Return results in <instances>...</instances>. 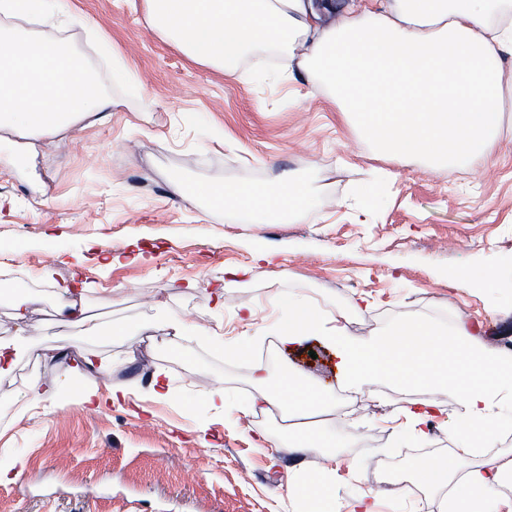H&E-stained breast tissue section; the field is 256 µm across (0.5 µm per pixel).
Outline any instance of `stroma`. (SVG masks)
Listing matches in <instances>:
<instances>
[{
  "mask_svg": "<svg viewBox=\"0 0 512 512\" xmlns=\"http://www.w3.org/2000/svg\"><path fill=\"white\" fill-rule=\"evenodd\" d=\"M70 23L1 20L0 28L67 40L95 66L108 42L135 97L61 134L60 145L0 135V339L27 344L0 379V512H299L288 473L330 468L344 503L375 512H447V491L414 496L373 478L412 456L458 468L457 396L379 384L346 391L319 337L285 345L281 300L344 317L363 339L417 320L473 329L488 349L512 345V93L494 164L397 160L365 139L322 86L286 75L274 53L249 52L244 80L189 57L147 24L146 0H65ZM290 172L310 198L287 223L257 224L175 183L261 186ZM120 263L106 267V254ZM85 286L91 337L60 322L64 288ZM32 299L24 323L14 308ZM185 336L173 338L170 317ZM150 324L145 336L138 324ZM251 337L242 360L229 349ZM52 352L45 360L44 352ZM110 363L124 398L55 409L31 400L47 379L70 385L74 359ZM270 384L301 374L332 400L319 423L344 446L332 457L288 450L276 408L252 409ZM169 384L150 394L154 374ZM226 397L210 408L211 394ZM435 402L423 433L405 408Z\"/></svg>",
  "mask_w": 512,
  "mask_h": 512,
  "instance_id": "stroma-1",
  "label": "stroma"
}]
</instances>
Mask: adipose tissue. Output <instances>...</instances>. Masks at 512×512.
<instances>
[{"mask_svg":"<svg viewBox=\"0 0 512 512\" xmlns=\"http://www.w3.org/2000/svg\"><path fill=\"white\" fill-rule=\"evenodd\" d=\"M148 23L195 60L240 79L250 51H279L284 72L325 83L362 135L395 157L423 156L434 163L491 158L503 127L504 57H512V0H147ZM185 198L206 197L213 213L251 212L256 223H286L304 204L290 179L261 187L179 183ZM277 329L283 343L317 335L336 352L341 381L359 391L374 384L420 390L452 388L459 402L457 455L467 461L497 426L496 411L512 407V355L484 348L463 328L454 338L413 321L363 340L348 336L339 320H321L294 298H284ZM262 386L260 400L297 415L322 413L328 401L289 375L278 388ZM512 475L502 455L463 471L442 462L417 461L409 479L447 488L454 512H474L476 497ZM288 494L303 512H342L327 479H288Z\"/></svg>","mask_w":512,"mask_h":512,"instance_id":"1","label":"adipose tissue"}]
</instances>
